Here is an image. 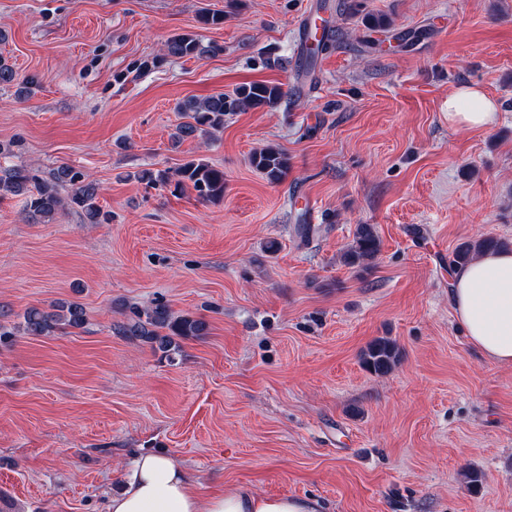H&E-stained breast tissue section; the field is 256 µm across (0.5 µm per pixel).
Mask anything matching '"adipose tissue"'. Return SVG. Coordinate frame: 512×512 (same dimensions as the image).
Listing matches in <instances>:
<instances>
[{"instance_id": "ef3b65f1", "label": "adipose tissue", "mask_w": 512, "mask_h": 512, "mask_svg": "<svg viewBox=\"0 0 512 512\" xmlns=\"http://www.w3.org/2000/svg\"><path fill=\"white\" fill-rule=\"evenodd\" d=\"M496 101L476 86L448 96V123L487 128L498 119ZM448 297L471 345L486 359L512 365V251H490L451 269ZM106 512H323L315 498L264 496L246 488L201 493L198 483L173 456L133 457L121 489L109 496Z\"/></svg>"}]
</instances>
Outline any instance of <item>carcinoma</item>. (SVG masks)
I'll use <instances>...</instances> for the list:
<instances>
[{
	"instance_id": "1",
	"label": "carcinoma",
	"mask_w": 512,
	"mask_h": 512,
	"mask_svg": "<svg viewBox=\"0 0 512 512\" xmlns=\"http://www.w3.org/2000/svg\"><path fill=\"white\" fill-rule=\"evenodd\" d=\"M211 51L191 33L171 37L165 44V55L170 57H199ZM40 78L27 75L18 78L13 66L0 57V85L17 84L26 89L37 85ZM282 85L252 82L235 88L230 93H219L201 100L189 99L178 106L188 121L177 126L178 136H203L211 130L224 128V116L249 107H273L284 96ZM251 165L271 184L283 182L288 175V156L275 146L266 147L250 157ZM133 178L150 187L171 186L178 191L189 184L202 201H219L224 197V171L203 158L190 159L176 169H142ZM23 196L25 220L47 224L66 210L82 214L88 224H108L110 214L98 204L99 184L84 178L67 166H60L44 177L21 166L0 170V200L6 196ZM500 242L493 237H483L458 247L453 254V264L466 265L486 250L496 249ZM380 252V240L370 224L358 225L352 244L343 254L349 266L365 267ZM86 323L83 306L76 302L58 303L48 308L29 307L22 314L19 325L8 328L0 325V344L8 343L22 333L28 336H54L68 329H80ZM208 323L201 317L178 314L167 304L157 302L144 309L132 311L127 321L115 325L116 335L132 342L150 346L169 362L181 352L180 341L199 338L207 334ZM397 347L388 337L375 339L366 349L363 366L376 375L388 373L397 361Z\"/></svg>"
}]
</instances>
